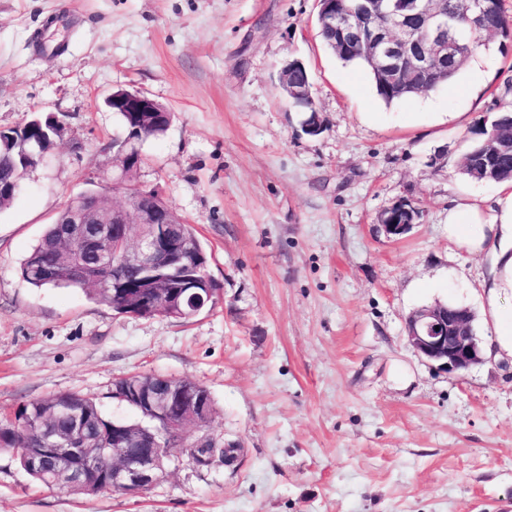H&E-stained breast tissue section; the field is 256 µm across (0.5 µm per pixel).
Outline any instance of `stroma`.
<instances>
[{
	"mask_svg": "<svg viewBox=\"0 0 512 512\" xmlns=\"http://www.w3.org/2000/svg\"><path fill=\"white\" fill-rule=\"evenodd\" d=\"M316 0H0V127L65 128L0 210V413L78 391L106 416L133 374L205 386L215 447L173 458L139 495L36 484L0 452V512H512V358L452 376L407 342L435 302L476 312L487 257L449 241L450 207L499 190L460 173L466 146L512 106V44L454 82L385 104L328 53ZM308 68L318 134L278 88ZM173 114L135 182L195 227L220 292L190 319L133 317L79 289L35 288L19 264L67 202L111 192L114 88ZM421 211L387 238L380 214ZM482 344L492 328L474 321Z\"/></svg>",
	"mask_w": 512,
	"mask_h": 512,
	"instance_id": "1",
	"label": "stroma"
}]
</instances>
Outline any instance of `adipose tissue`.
<instances>
[{"mask_svg": "<svg viewBox=\"0 0 512 512\" xmlns=\"http://www.w3.org/2000/svg\"><path fill=\"white\" fill-rule=\"evenodd\" d=\"M499 209L487 216L475 206H456L448 212V239L470 253H490L493 276L484 287L483 310L493 325V339L486 358L512 356V312L502 299L512 294V184H502Z\"/></svg>", "mask_w": 512, "mask_h": 512, "instance_id": "obj_1", "label": "adipose tissue"}]
</instances>
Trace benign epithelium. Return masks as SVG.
<instances>
[{
	"label": "benign epithelium",
	"mask_w": 512,
	"mask_h": 512,
	"mask_svg": "<svg viewBox=\"0 0 512 512\" xmlns=\"http://www.w3.org/2000/svg\"><path fill=\"white\" fill-rule=\"evenodd\" d=\"M444 0H317L318 21L344 33L341 49L367 53L373 66L390 83L426 86L457 65L462 45L448 36V12ZM306 66L299 60L280 70L279 87L289 101L313 100L312 83L300 84L295 73ZM117 114L125 137L112 142L118 173L113 184L126 190L125 201L111 203L103 214V195L86 192L77 199L80 208L65 223L72 225L68 240L78 250L101 247L104 236L89 232V224H108L112 237V262L90 265L76 259L66 266L71 277L90 282L112 280V299L122 302L124 313L169 315L191 318L216 303L219 291L207 273L189 279L183 273L206 266V257L191 252L174 224L187 220L163 202L157 189H142L132 183L143 155L140 145L158 128H169L171 111L136 91L120 88L106 99ZM30 157L11 161L18 176L0 184V192L14 194L20 188ZM414 206L401 201L379 218L389 237L406 233L414 224ZM134 270L130 282L121 271ZM468 308L442 311L440 306L421 308L407 321L409 345L415 353L450 375H462L483 361L479 340L471 331ZM112 398L135 413L133 418H112V435L89 436L74 427L69 431L47 428L41 447L30 448L27 468H41L53 461L48 486L69 492L112 486L124 494H139L162 478L172 458L205 448L212 443L204 429L213 413V401L202 385L189 387L187 380L161 375H137L113 385Z\"/></svg>",
	"instance_id": "1"
}]
</instances>
